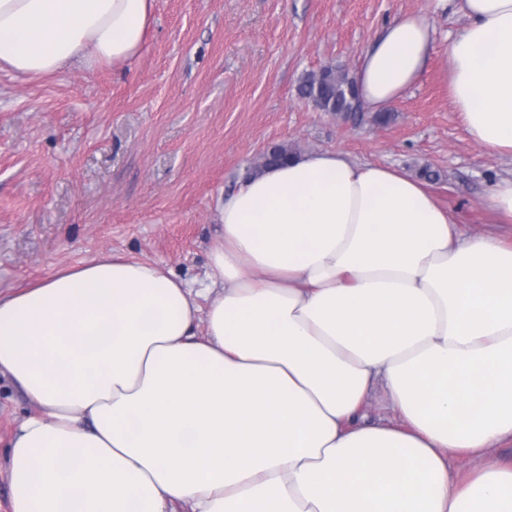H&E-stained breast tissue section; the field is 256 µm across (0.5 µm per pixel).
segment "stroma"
<instances>
[{
  "label": "stroma",
  "mask_w": 512,
  "mask_h": 512,
  "mask_svg": "<svg viewBox=\"0 0 512 512\" xmlns=\"http://www.w3.org/2000/svg\"><path fill=\"white\" fill-rule=\"evenodd\" d=\"M417 13L436 52L379 125L301 98L311 72H354L380 28ZM465 24L446 0H154L143 50L118 64L20 77L0 70V293L102 254L208 283L218 198L272 145L339 150L429 187L470 234L512 241L485 206L512 156L468 134L448 95V41ZM31 412L0 377V512H10L8 442Z\"/></svg>",
  "instance_id": "35a3bbf8"
}]
</instances>
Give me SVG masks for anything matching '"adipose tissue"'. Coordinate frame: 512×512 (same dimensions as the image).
<instances>
[{
    "instance_id": "obj_1",
    "label": "adipose tissue",
    "mask_w": 512,
    "mask_h": 512,
    "mask_svg": "<svg viewBox=\"0 0 512 512\" xmlns=\"http://www.w3.org/2000/svg\"><path fill=\"white\" fill-rule=\"evenodd\" d=\"M450 98L512 155V0H448ZM153 0H0V69L142 50ZM435 50L385 26L353 77L382 112ZM209 284L104 254L0 295V376L33 407L10 512H512V245L464 233L427 184L337 151L242 177ZM384 389L396 421L368 425ZM471 465L460 480L448 464Z\"/></svg>"
}]
</instances>
